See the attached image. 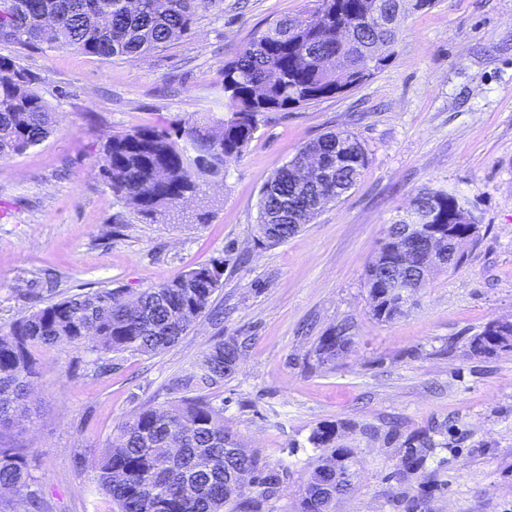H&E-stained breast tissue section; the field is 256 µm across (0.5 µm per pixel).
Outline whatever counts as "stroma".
I'll return each instance as SVG.
<instances>
[{
  "label": "stroma",
  "instance_id": "obj_1",
  "mask_svg": "<svg viewBox=\"0 0 512 512\" xmlns=\"http://www.w3.org/2000/svg\"><path fill=\"white\" fill-rule=\"evenodd\" d=\"M314 0H209L191 35L109 60L17 51L56 114L53 133L0 158V334L42 306L102 288L137 293L224 258L223 285L191 329L155 355L36 349L29 411L7 437L27 449L29 491L51 512H108L92 463L147 404L217 342L246 337L236 373L211 388L224 423L288 480L274 512H297L318 426L357 452L358 477L336 512H512V350L476 355L470 339L512 320V0H435L409 13L384 67L342 94L265 113L229 162L202 222L155 224L119 202L96 167L106 134L224 114L222 73L277 20ZM336 131L364 145L356 185L284 243L257 242L262 187L299 148ZM475 204L479 233L463 264L434 274L407 313L377 321L365 269L396 215L424 188ZM352 343L318 363L341 322ZM430 434L421 469L397 472L408 440Z\"/></svg>",
  "mask_w": 512,
  "mask_h": 512
}]
</instances>
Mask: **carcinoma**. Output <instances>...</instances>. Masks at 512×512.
Returning a JSON list of instances; mask_svg holds the SVG:
<instances>
[{
    "instance_id": "cac0c4a2",
    "label": "carcinoma",
    "mask_w": 512,
    "mask_h": 512,
    "mask_svg": "<svg viewBox=\"0 0 512 512\" xmlns=\"http://www.w3.org/2000/svg\"><path fill=\"white\" fill-rule=\"evenodd\" d=\"M207 0H0V42L24 49L49 48L96 56H140L188 37L198 9ZM395 0H316L301 19H284L254 37L224 65V112L215 119L177 120L168 126H143L105 137L98 173L119 199L153 223L183 216L181 204L206 194L224 181V167L239 158L257 132V117L345 92L363 80V60L393 45L399 23H367V14L394 13ZM352 60L336 71L339 50ZM35 76L17 58L0 56V158L20 155L54 130V112L34 89ZM317 154L332 170L333 181L303 173L299 161ZM367 162L363 144L349 132H330L304 145L279 166L262 188L257 203V241H286L326 204L337 199L336 183L347 189ZM411 205L433 213V223L451 232L477 225L473 204L442 189H424ZM385 246L369 263L365 287L372 315L389 322L403 312L388 305L375 271L414 278L418 291L427 278L425 258L409 255L405 267L379 268ZM224 259L215 258L179 278L147 288L132 298L115 289L83 292L50 300L0 334V497L10 495L12 512H30L25 455L3 443L18 411L26 408L35 376L33 350L86 343L104 355L133 352L157 355L174 346L210 305L222 285ZM344 321L320 337V363L336 358L351 343ZM246 343L236 337L215 344L198 373L184 385L212 388L231 377ZM336 425H322L309 437L322 452L309 474L300 512H334L329 490L337 471L356 468L351 448L336 444ZM419 447L404 449L398 467L416 470L431 447L427 435ZM94 479L118 512H273L272 503L288 480V469L270 466L224 426V408L206 396L186 397L164 406L141 408L122 424L92 467Z\"/></svg>"
}]
</instances>
